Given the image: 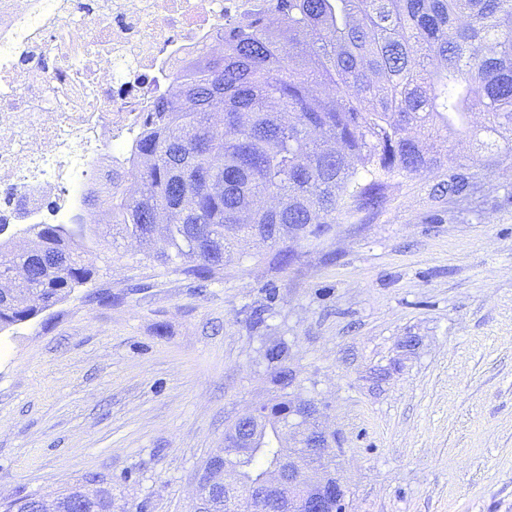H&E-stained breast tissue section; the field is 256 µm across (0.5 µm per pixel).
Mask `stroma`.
<instances>
[{"label":"stroma","mask_w":512,"mask_h":512,"mask_svg":"<svg viewBox=\"0 0 512 512\" xmlns=\"http://www.w3.org/2000/svg\"><path fill=\"white\" fill-rule=\"evenodd\" d=\"M434 200L429 171L321 238L238 248L210 280L93 226L94 272L0 332V504L112 479L113 512H192L224 431L291 391L315 401L343 512H512V155Z\"/></svg>","instance_id":"35a3bbf8"}]
</instances>
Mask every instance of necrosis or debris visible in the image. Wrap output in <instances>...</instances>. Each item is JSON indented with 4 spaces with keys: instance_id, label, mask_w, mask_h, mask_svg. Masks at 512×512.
<instances>
[{
    "instance_id": "4bbe7bcc",
    "label": "necrosis or debris",
    "mask_w": 512,
    "mask_h": 512,
    "mask_svg": "<svg viewBox=\"0 0 512 512\" xmlns=\"http://www.w3.org/2000/svg\"><path fill=\"white\" fill-rule=\"evenodd\" d=\"M271 0H0V224H67L97 173L112 186L123 135L174 91L225 24Z\"/></svg>"
}]
</instances>
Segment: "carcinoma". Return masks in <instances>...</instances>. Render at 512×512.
I'll return each instance as SVG.
<instances>
[{"mask_svg": "<svg viewBox=\"0 0 512 512\" xmlns=\"http://www.w3.org/2000/svg\"><path fill=\"white\" fill-rule=\"evenodd\" d=\"M267 18L224 30V56L200 54L181 74L180 97L159 98L112 180L101 222L112 242L160 235L153 260L207 280L230 249L250 241L318 238L338 215L379 210L395 178L441 173L432 195L450 202L471 187L469 165L448 154L451 135L468 138L485 164L512 132V0H276ZM29 224L44 265L14 287L0 284V332L36 318L92 280L78 253L92 223ZM29 254L0 240V259ZM194 265L180 267L177 260ZM279 363L275 381L293 374ZM288 394L270 406L259 434L240 429L251 451L235 462L243 491L234 512H253L250 486L282 454ZM224 470V449L198 475ZM61 512H112V480L101 473L57 498ZM224 512V486L202 505Z\"/></svg>", "mask_w": 512, "mask_h": 512, "instance_id": "obj_1", "label": "carcinoma"}]
</instances>
